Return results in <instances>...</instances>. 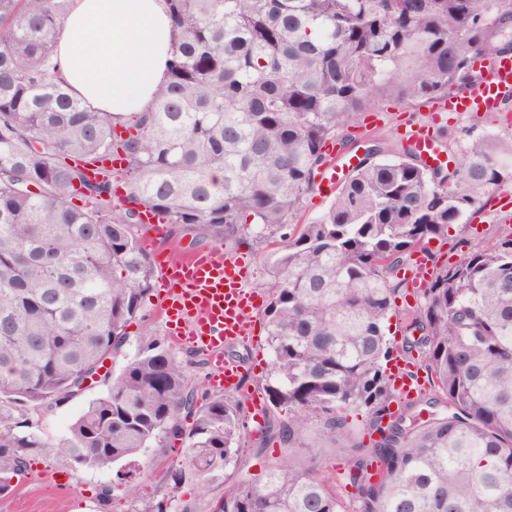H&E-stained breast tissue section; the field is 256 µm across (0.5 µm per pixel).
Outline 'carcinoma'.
Listing matches in <instances>:
<instances>
[{"mask_svg":"<svg viewBox=\"0 0 512 512\" xmlns=\"http://www.w3.org/2000/svg\"><path fill=\"white\" fill-rule=\"evenodd\" d=\"M68 2L0 0V494L37 450L107 467L179 440L164 492L133 509L174 512L185 481L206 495L234 462L241 400L199 395L187 362L159 343L103 375L106 392L62 443L42 441L27 417L72 399L125 342L151 289L134 231L149 210L192 248L249 228L284 242L270 265L271 368L254 455L274 439L288 454L257 478L240 473L208 512H345L318 465L291 452L312 416L347 438L361 409L381 439L341 467L354 512H512V235L436 269L410 312L407 329L421 336L404 352L422 355L448 413L383 425L395 393L382 368L393 351L385 323L407 286L398 271L499 186L512 143L474 139L444 174L410 148L382 160L375 141L324 216L287 231L324 145L354 140L360 114L475 81L494 0H166L168 79L150 110L129 117L68 94L53 59ZM498 33L512 51V9Z\"/></svg>","mask_w":512,"mask_h":512,"instance_id":"1","label":"carcinoma"}]
</instances>
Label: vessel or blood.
<instances>
[{
  "mask_svg": "<svg viewBox=\"0 0 512 512\" xmlns=\"http://www.w3.org/2000/svg\"><path fill=\"white\" fill-rule=\"evenodd\" d=\"M512 100V53L489 62L484 77L465 94L433 103L427 123L397 126L396 133L408 141L427 166L443 164L437 131L449 113L497 112ZM359 162L351 154L332 161L321 170L319 182L334 192L346 171ZM251 264L243 256L222 258L217 251L194 252L160 266V314L170 335L180 345L206 355L213 369L212 383L225 389L237 388L243 373L241 365L225 356L224 348L253 334L251 314L259 306L256 292L247 290ZM391 382L400 400L418 395L426 384L411 362L396 357Z\"/></svg>",
  "mask_w": 512,
  "mask_h": 512,
  "instance_id": "obj_1",
  "label": "vessel or blood"
}]
</instances>
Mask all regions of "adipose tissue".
<instances>
[{"label":"adipose tissue","mask_w":512,"mask_h":512,"mask_svg":"<svg viewBox=\"0 0 512 512\" xmlns=\"http://www.w3.org/2000/svg\"><path fill=\"white\" fill-rule=\"evenodd\" d=\"M171 48L164 0H72L55 58L74 96L128 116L147 111L166 82Z\"/></svg>","instance_id":"1"}]
</instances>
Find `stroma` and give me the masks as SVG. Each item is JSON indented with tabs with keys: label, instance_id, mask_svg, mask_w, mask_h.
Instances as JSON below:
<instances>
[{
	"label": "stroma",
	"instance_id": "obj_1",
	"mask_svg": "<svg viewBox=\"0 0 512 512\" xmlns=\"http://www.w3.org/2000/svg\"><path fill=\"white\" fill-rule=\"evenodd\" d=\"M380 109L381 120L375 125L374 131L385 141L389 156L399 155L401 147L395 134L396 126L422 119L427 105L423 102L410 104L391 100L382 102ZM483 137L506 142L512 140V102L503 107L498 116L491 113L459 115L441 132L439 139L445 151L458 162L469 143ZM473 224L480 225V234L470 233L469 227ZM509 233H512L511 214L481 207L468 213L460 223L452 225L446 241L433 243L435 264L439 267L454 264L467 252L487 246ZM221 252L226 256H247L253 267V275L246 283L247 288L267 294L271 245L249 236L244 242L222 246ZM159 310L157 293L149 292L142 310L125 328L126 343L121 352L114 359L108 360V370L119 373L139 349L153 341L190 361L191 351L168 336L166 322ZM227 355L242 363L246 369L242 392L255 391L257 384L264 382L270 373L271 357L264 339L231 346ZM105 390V385L97 382L79 398L50 412H31L30 417L37 424V433L47 443L60 442L87 403L102 395ZM245 436L248 445L240 450L236 466L228 470L226 480L211 484L209 496H202L196 483L189 482L183 486L180 499L189 512H207L208 497L220 496L226 482L235 481L239 472L246 471L255 476L261 474L263 465L250 450L258 437L250 429L246 430ZM310 442V447L298 449L297 460L316 459L320 475L330 484H337L339 465L351 451V439L335 443L314 429L310 432ZM181 458L182 454L177 449L159 453L149 448L138 456L135 463L128 466L119 463L105 468L74 467L67 465L57 455L38 451L32 454L27 469L13 478L12 492L0 495V512H131L135 498L162 494L160 479L163 473L169 465L178 463ZM53 472L59 473V482L49 481L48 476ZM107 485L112 488V504L105 511L98 497L101 489Z\"/></svg>",
	"mask_w": 512,
	"mask_h": 512
}]
</instances>
